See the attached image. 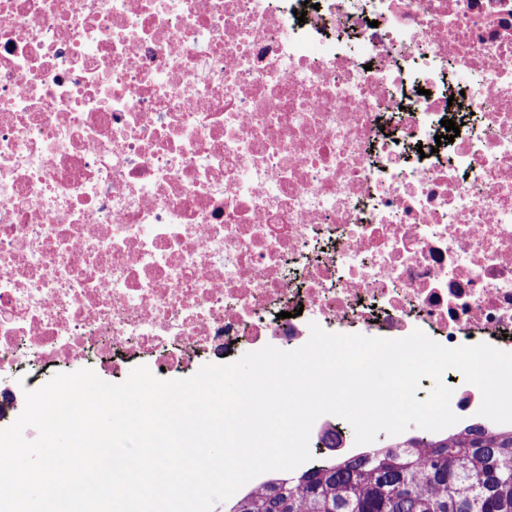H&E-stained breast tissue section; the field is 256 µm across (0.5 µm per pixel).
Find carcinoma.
Instances as JSON below:
<instances>
[{
    "label": "carcinoma",
    "instance_id": "obj_1",
    "mask_svg": "<svg viewBox=\"0 0 512 512\" xmlns=\"http://www.w3.org/2000/svg\"><path fill=\"white\" fill-rule=\"evenodd\" d=\"M352 461H324L236 502L231 512H512V430L468 425Z\"/></svg>",
    "mask_w": 512,
    "mask_h": 512
}]
</instances>
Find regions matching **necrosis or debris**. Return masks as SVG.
<instances>
[{"label":"necrosis or debris","instance_id":"obj_1","mask_svg":"<svg viewBox=\"0 0 512 512\" xmlns=\"http://www.w3.org/2000/svg\"><path fill=\"white\" fill-rule=\"evenodd\" d=\"M313 322L512 352V0H0V378Z\"/></svg>","mask_w":512,"mask_h":512}]
</instances>
